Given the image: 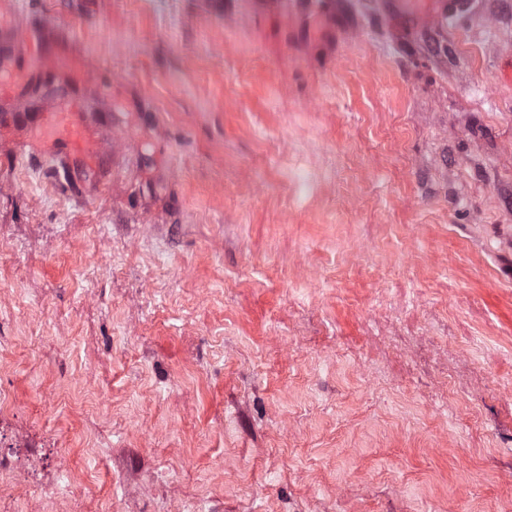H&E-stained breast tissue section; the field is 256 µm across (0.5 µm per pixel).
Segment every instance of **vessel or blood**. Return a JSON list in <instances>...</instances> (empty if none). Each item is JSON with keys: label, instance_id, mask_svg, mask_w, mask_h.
Returning a JSON list of instances; mask_svg holds the SVG:
<instances>
[{"label": "vessel or blood", "instance_id": "obj_1", "mask_svg": "<svg viewBox=\"0 0 512 512\" xmlns=\"http://www.w3.org/2000/svg\"><path fill=\"white\" fill-rule=\"evenodd\" d=\"M384 10L399 16L408 27L431 22L447 25L467 7V0H381ZM65 39L55 24L19 31L0 0V84L15 92L35 79L48 64L58 62L57 49ZM41 132L51 143L55 156L94 154L75 100L44 113Z\"/></svg>", "mask_w": 512, "mask_h": 512}]
</instances>
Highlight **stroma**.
<instances>
[{"label": "stroma", "mask_w": 512, "mask_h": 512, "mask_svg": "<svg viewBox=\"0 0 512 512\" xmlns=\"http://www.w3.org/2000/svg\"><path fill=\"white\" fill-rule=\"evenodd\" d=\"M338 8L14 0L0 512H512V0ZM13 1L0 2V82L1 86L16 92L38 76L39 71L48 64L59 65L63 60L74 59L75 49L65 56L58 57L57 49L61 45L72 46L64 38L55 24L44 23L38 28L20 32L14 19L8 17L6 5ZM26 52L30 66L24 68L18 62L20 52ZM467 4L466 0H382L380 3L387 13L399 16L410 28L427 22L447 26ZM41 132L53 147L54 155L96 154L95 144L86 134L78 104L67 100L64 106L45 112L39 124Z\"/></svg>", "instance_id": "obj_1"}]
</instances>
